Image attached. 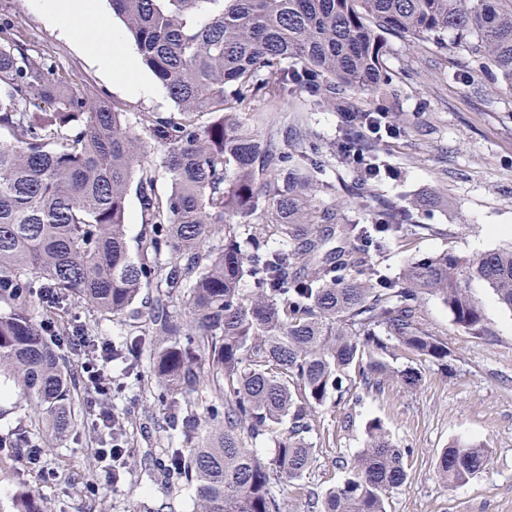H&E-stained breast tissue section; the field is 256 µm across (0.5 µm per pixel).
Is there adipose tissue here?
Segmentation results:
<instances>
[{
	"label": "adipose tissue",
	"mask_w": 512,
	"mask_h": 512,
	"mask_svg": "<svg viewBox=\"0 0 512 512\" xmlns=\"http://www.w3.org/2000/svg\"><path fill=\"white\" fill-rule=\"evenodd\" d=\"M30 5L67 33L94 32L91 48L113 77L133 95L153 94V84L141 76L136 57L124 48L121 32L100 13L98 0H30Z\"/></svg>",
	"instance_id": "ef3b65f1"
}]
</instances>
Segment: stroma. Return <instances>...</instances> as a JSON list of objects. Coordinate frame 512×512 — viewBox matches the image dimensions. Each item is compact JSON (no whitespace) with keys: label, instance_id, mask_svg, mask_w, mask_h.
I'll return each instance as SVG.
<instances>
[{"label":"stroma","instance_id":"35a3bbf8","mask_svg":"<svg viewBox=\"0 0 512 512\" xmlns=\"http://www.w3.org/2000/svg\"><path fill=\"white\" fill-rule=\"evenodd\" d=\"M4 18L20 26L31 49L51 55L74 86L103 95L124 112L129 129L145 145L147 162L156 169L157 194L167 197L171 186L161 167V150L142 124L143 114L175 111L163 87L150 97L130 94L99 66L84 37L64 33L26 0H0V20ZM388 65L400 134L380 155L397 170L396 179L357 189L356 173L337 164L331 152L336 111L311 109L294 96L281 115L282 124L300 125L304 139L319 147L312 161L321 174L311 200L315 208L336 211L333 245L350 242L395 278L413 258L446 250L472 257L512 245V90L488 78L466 51L453 47L440 50L427 43L416 48L393 37ZM382 199L410 210L406 239L383 248L346 240L348 225L375 223ZM469 288L488 336L469 335L439 299L425 297L422 316L447 342V364L414 362L400 347L393 365H418L422 379L416 386L391 380L378 394L354 387L344 396H329L316 411L319 431L312 440L321 453L304 480L306 487L321 494L341 482L346 460L363 448L366 425L376 418L392 442L409 452V481L392 492L388 512H512V311L497 303L484 282L470 280ZM36 318L50 324V336L79 329L119 350L129 334L150 324L144 307L105 318L72 301L61 308H40ZM108 371L125 384L124 391L111 395L110 407L124 419L123 445L134 452L121 480L113 481L95 459V449L111 446L112 434L97 425L85 381L78 376L75 426L59 438L31 434L45 450L43 466L51 470L50 478L31 469L18 450L0 451V512H17L16 500L24 491L42 512H196L192 488L163 477L167 450L182 447L183 441L168 426L169 407L145 391L153 382L149 357L139 358L137 377H125L118 361L109 363ZM470 440L486 443L489 463L466 482L444 483L436 470L439 453L453 442ZM90 483L97 484V492L87 491Z\"/></svg>","mask_w":512,"mask_h":512}]
</instances>
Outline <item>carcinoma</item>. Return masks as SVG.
I'll list each match as a JSON object with an SVG mask.
<instances>
[{"mask_svg": "<svg viewBox=\"0 0 512 512\" xmlns=\"http://www.w3.org/2000/svg\"><path fill=\"white\" fill-rule=\"evenodd\" d=\"M110 3L177 106L144 118L171 191L157 196L155 169L124 113L75 88L14 22H0V130L10 135L0 141V376L35 401L34 415L0 445L24 448L29 429L74 423L72 376L42 335L36 308L73 299L118 317L152 289L154 333L170 337L150 354L158 399L182 410L175 427L194 443L172 449L168 473L193 485L197 512H288L284 488L317 461L314 409L354 374L367 391L390 376L418 384L414 368L393 367L399 346L420 361H447L448 344L420 314L426 295L470 335H487L463 278L485 282L512 310V246L472 258L446 250L408 262L397 279L359 253L326 249L332 234L319 225L336 213L311 208L318 167L304 165L317 147L278 149L279 121L261 118L263 138L239 121L238 107L298 91L314 108L349 112L344 94L359 91L382 97L375 111L390 112L388 37L445 49L450 31L479 69L512 89V0ZM204 112L214 118L199 125L193 116ZM132 188L142 210L135 254L125 224ZM252 216L260 222H243ZM409 220L383 199L377 235L399 240ZM217 233L220 244L208 245ZM275 234L282 244L270 249ZM183 304L188 321L178 313ZM260 438L275 443L268 462L253 448ZM407 456L372 420L346 478L308 494V512H387L389 495L408 483ZM489 457L482 442H454L437 470L463 483Z\"/></svg>", "mask_w": 512, "mask_h": 512, "instance_id": "obj_1", "label": "carcinoma"}]
</instances>
